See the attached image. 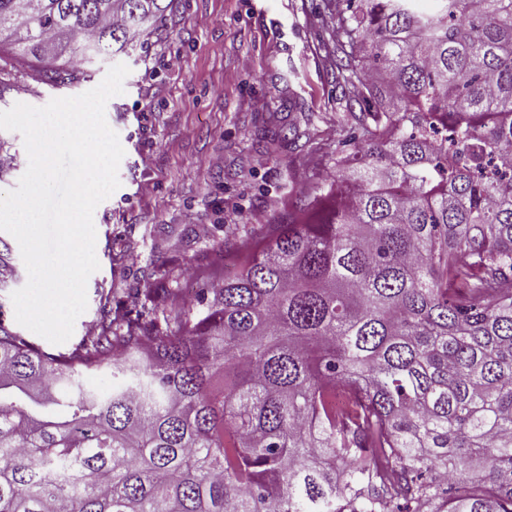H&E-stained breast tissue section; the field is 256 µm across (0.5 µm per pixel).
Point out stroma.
Segmentation results:
<instances>
[{"label": "stroma", "instance_id": "35a3bbf8", "mask_svg": "<svg viewBox=\"0 0 512 512\" xmlns=\"http://www.w3.org/2000/svg\"><path fill=\"white\" fill-rule=\"evenodd\" d=\"M332 0H175L159 31L126 61L124 92L106 121L125 151L119 188L96 208L99 268L73 340L97 333L102 292L189 288L225 236L246 237L273 222L309 168L325 169L348 118L336 99V53L325 29ZM181 59L169 69L168 56ZM95 61L86 81L51 88L26 60L0 56V111L80 95L114 66ZM305 133L301 146L283 141ZM150 165H142V157ZM28 166L23 137L0 130V191ZM27 271L16 239L0 231V317L15 324L10 295Z\"/></svg>", "mask_w": 512, "mask_h": 512}]
</instances>
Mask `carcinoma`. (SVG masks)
Segmentation results:
<instances>
[{"instance_id":"carcinoma-1","label":"carcinoma","mask_w":512,"mask_h":512,"mask_svg":"<svg viewBox=\"0 0 512 512\" xmlns=\"http://www.w3.org/2000/svg\"><path fill=\"white\" fill-rule=\"evenodd\" d=\"M434 2L336 0L354 149L197 303L57 352L0 317V512H512V0ZM167 9L0 0V48L72 84Z\"/></svg>"}]
</instances>
